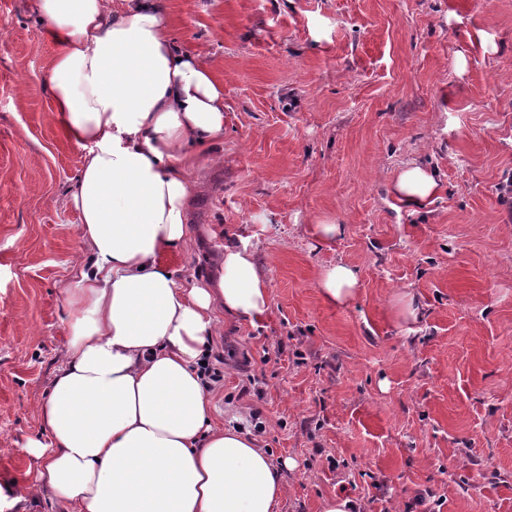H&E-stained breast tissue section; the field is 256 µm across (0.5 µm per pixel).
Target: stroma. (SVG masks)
Returning a JSON list of instances; mask_svg holds the SVG:
<instances>
[{
	"instance_id": "obj_1",
	"label": "stroma",
	"mask_w": 512,
	"mask_h": 512,
	"mask_svg": "<svg viewBox=\"0 0 512 512\" xmlns=\"http://www.w3.org/2000/svg\"><path fill=\"white\" fill-rule=\"evenodd\" d=\"M172 35L224 85L219 165L188 207L209 280L249 237L270 287L257 325L220 316L215 394L263 425L281 512H512V0H166ZM51 35L0 0V500L25 495L22 449L63 362L59 296L78 265L70 188L82 152L51 119ZM436 170L422 208L390 186ZM328 221L342 233L309 232ZM343 263L335 306L320 271ZM414 304L417 316L406 312ZM358 284L356 271L345 264H336L323 269L318 279L324 300L333 305L350 302L356 295Z\"/></svg>"
}]
</instances>
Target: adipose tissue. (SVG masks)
<instances>
[{"label": "adipose tissue", "instance_id": "adipose-tissue-1", "mask_svg": "<svg viewBox=\"0 0 512 512\" xmlns=\"http://www.w3.org/2000/svg\"><path fill=\"white\" fill-rule=\"evenodd\" d=\"M57 50L47 86L83 153L70 202L90 265L60 283L74 318L64 362L23 454L29 494L52 512H279L284 485L253 432L219 423L198 365L219 314L256 323L269 286L249 240L225 243L217 282L178 278L163 253L189 240L197 159L224 137V86L175 45L164 0H33ZM435 172L403 169L394 191L420 206ZM345 264L323 269L325 301L350 302Z\"/></svg>", "mask_w": 512, "mask_h": 512}]
</instances>
